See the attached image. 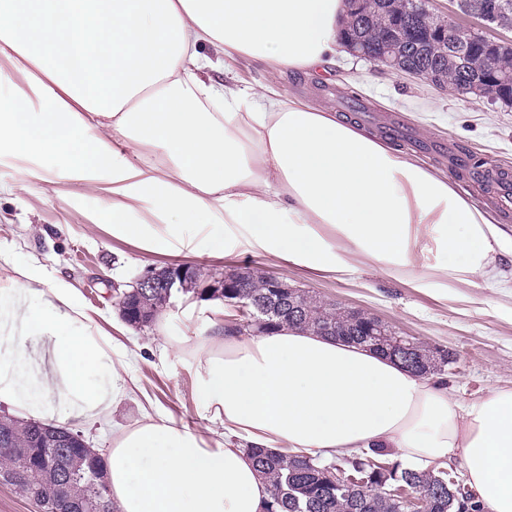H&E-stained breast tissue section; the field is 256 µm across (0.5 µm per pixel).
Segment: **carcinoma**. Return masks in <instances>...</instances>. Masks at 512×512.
<instances>
[{
  "label": "carcinoma",
  "instance_id": "obj_1",
  "mask_svg": "<svg viewBox=\"0 0 512 512\" xmlns=\"http://www.w3.org/2000/svg\"><path fill=\"white\" fill-rule=\"evenodd\" d=\"M424 6V0H413L395 22L393 39L400 46V66L455 87L467 81L483 83L503 71L512 73V54L493 59L479 38L471 42L461 65L449 70L448 59L434 53ZM387 7V0H361L357 19L346 32V38L369 59L378 54L388 33L381 26ZM268 278L261 271L251 273L242 292L255 301L263 299ZM322 319L336 325L339 336L349 338L364 335L378 321L369 311L354 315L334 303L319 315L287 324L315 332ZM249 452L270 483L264 512H403L402 501L393 494L401 487L411 494L427 493L429 512H455L451 505L455 486L448 473L439 468L404 469L378 448L330 462L265 448ZM333 463L344 472L348 486L328 483L325 468ZM102 479L103 464L89 456L74 431L0 419V483L16 489L36 512H114L110 489Z\"/></svg>",
  "mask_w": 512,
  "mask_h": 512
}]
</instances>
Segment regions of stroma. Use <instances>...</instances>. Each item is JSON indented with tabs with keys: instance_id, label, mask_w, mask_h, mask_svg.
Here are the masks:
<instances>
[{
	"instance_id": "1",
	"label": "stroma",
	"mask_w": 512,
	"mask_h": 512,
	"mask_svg": "<svg viewBox=\"0 0 512 512\" xmlns=\"http://www.w3.org/2000/svg\"><path fill=\"white\" fill-rule=\"evenodd\" d=\"M237 71L244 85L270 84L325 112L339 111L344 96L364 99L377 124L406 122L425 144L424 150L417 152L401 142L399 151L416 155L425 167L445 172L478 208L496 210L497 204L481 180L471 171L449 167L448 149L457 147L483 160L486 168L512 173V105L451 96L425 80L389 73L349 53L337 57L333 73L326 79L298 70L273 76L260 61L238 65ZM24 164L36 170L55 166L48 158L26 161L12 151L0 152V252L11 257L12 265L35 261L48 272L66 276L81 288L87 304L102 313L103 328L139 355V388L134 397L115 410L110 422L81 428V435L90 447H111L113 427L132 425L145 404L193 428H205L193 402L186 362L162 357L158 327L140 331L129 327L108 288L114 282L120 289H129L146 268L172 264V257L147 254L113 240L102 229L109 221L106 203L82 183L34 178L20 186L19 168ZM194 263L204 268L218 264L260 269L339 306L368 309L394 329L429 345L453 349L455 364L435 381L459 402L512 389V299L503 297L492 285H456L453 299L442 302L373 267L363 268L351 280L339 281L272 256L233 253L219 259L198 257ZM189 303L187 296L175 294L164 320L174 335L193 343L210 335L213 308L201 305L188 315L184 308Z\"/></svg>"
}]
</instances>
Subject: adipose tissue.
<instances>
[{"instance_id":"1","label":"adipose tissue","mask_w":512,"mask_h":512,"mask_svg":"<svg viewBox=\"0 0 512 512\" xmlns=\"http://www.w3.org/2000/svg\"><path fill=\"white\" fill-rule=\"evenodd\" d=\"M345 11V0H0V57L24 78L0 95V147L61 158L66 179L111 195L106 232L148 253L239 250L339 280L372 265L442 300L498 279L512 235L446 175L272 86L216 80L199 52L274 75L328 65ZM0 305L12 323L0 409L56 427L109 420L137 355L79 288L31 263ZM160 340L190 367L208 426L145 411L116 432L104 462L116 512H263L270 486L253 448L325 459L384 448L410 469L456 459L476 502L512 512V390L461 403L431 377L298 328L242 336L218 317L195 344Z\"/></svg>"}]
</instances>
